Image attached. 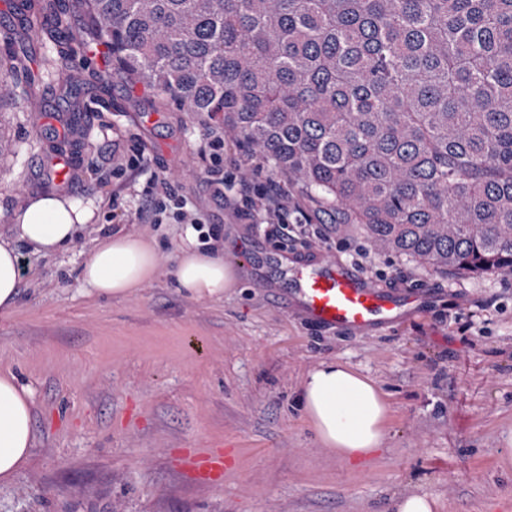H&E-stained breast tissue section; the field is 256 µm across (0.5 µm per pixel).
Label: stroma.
Returning a JSON list of instances; mask_svg holds the SVG:
<instances>
[{
	"label": "stroma",
	"mask_w": 512,
	"mask_h": 512,
	"mask_svg": "<svg viewBox=\"0 0 512 512\" xmlns=\"http://www.w3.org/2000/svg\"><path fill=\"white\" fill-rule=\"evenodd\" d=\"M37 45L27 65L42 79L37 109L0 107V237L12 213L55 191L43 163L59 115L78 150L71 198L94 201L62 254L20 245L24 275L13 313L0 315V371L32 393L34 448L0 512H389L400 493L426 494L436 512H503L512 503V277L438 275L371 251L349 224L223 126L182 112L138 78L117 75L94 46L67 66ZM223 149H214L216 139ZM145 162L128 163L132 151ZM238 172L223 183L224 170ZM168 178L162 213L146 191ZM268 184L288 203L279 227L244 202ZM201 250L236 263L223 298L196 299L176 283L188 220ZM152 243L153 278L125 299L80 287L78 269L109 229ZM383 290L435 297L411 319L359 334L311 322L288 304L270 254L326 255ZM326 358L375 379L392 405L372 464L331 457L306 423L299 384ZM223 449L222 480L203 483L188 454Z\"/></svg>",
	"instance_id": "35a3bbf8"
}]
</instances>
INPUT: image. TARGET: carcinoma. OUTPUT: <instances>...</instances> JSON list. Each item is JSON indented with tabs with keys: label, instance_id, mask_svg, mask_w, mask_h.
Wrapping results in <instances>:
<instances>
[{
	"label": "carcinoma",
	"instance_id": "obj_1",
	"mask_svg": "<svg viewBox=\"0 0 512 512\" xmlns=\"http://www.w3.org/2000/svg\"><path fill=\"white\" fill-rule=\"evenodd\" d=\"M80 7L86 30L71 28ZM0 105L33 107L30 43L91 39L219 120L379 253L512 275V0H27Z\"/></svg>",
	"mask_w": 512,
	"mask_h": 512
}]
</instances>
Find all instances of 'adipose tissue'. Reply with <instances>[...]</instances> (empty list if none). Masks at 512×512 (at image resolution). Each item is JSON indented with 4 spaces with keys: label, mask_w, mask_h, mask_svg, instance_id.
I'll return each mask as SVG.
<instances>
[{
    "label": "adipose tissue",
    "mask_w": 512,
    "mask_h": 512,
    "mask_svg": "<svg viewBox=\"0 0 512 512\" xmlns=\"http://www.w3.org/2000/svg\"><path fill=\"white\" fill-rule=\"evenodd\" d=\"M94 216L92 206L65 196L30 199L13 214L17 241L0 239V313L14 310L22 279L17 242L34 253L62 252L79 227ZM197 232L186 227L176 261L180 288L195 298H222L238 279L223 257L196 247ZM157 255L145 240L116 230L99 240L82 264L78 281L95 294L120 299L150 280ZM305 418L323 448L338 458L371 461L379 451L392 406L377 382L349 363L326 359L301 381ZM34 446L33 404L29 388L10 373L0 374V480L24 466Z\"/></svg>",
    "instance_id": "adipose-tissue-1"
}]
</instances>
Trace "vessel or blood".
Instances as JSON below:
<instances>
[{"label":"vessel or blood","instance_id":"b4317fda","mask_svg":"<svg viewBox=\"0 0 512 512\" xmlns=\"http://www.w3.org/2000/svg\"><path fill=\"white\" fill-rule=\"evenodd\" d=\"M289 281L290 297L313 322L356 332L412 316L426 298L422 292H382L328 257L312 266L296 263L289 269Z\"/></svg>","mask_w":512,"mask_h":512}]
</instances>
